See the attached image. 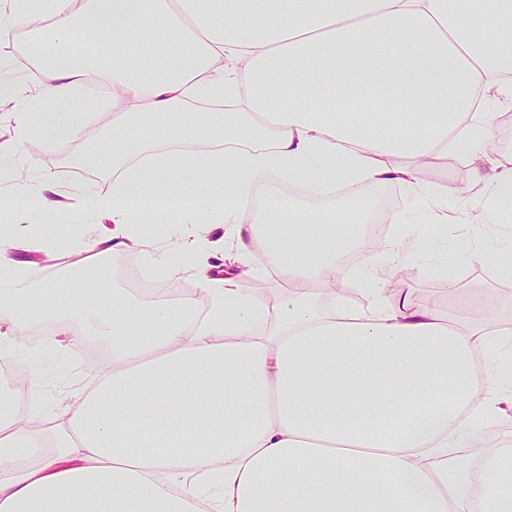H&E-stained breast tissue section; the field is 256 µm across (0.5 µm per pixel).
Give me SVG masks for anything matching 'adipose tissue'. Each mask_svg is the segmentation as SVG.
<instances>
[{"label": "adipose tissue", "instance_id": "1", "mask_svg": "<svg viewBox=\"0 0 512 512\" xmlns=\"http://www.w3.org/2000/svg\"><path fill=\"white\" fill-rule=\"evenodd\" d=\"M38 13L37 88L0 72L17 140L82 139L84 114L61 106L97 54L72 45L112 56L119 117L78 158L111 168L112 191L76 192L84 231L60 247L93 259L101 289L76 308L72 277L35 287L12 252L46 241L2 232L0 326L20 336L51 318L53 342H105L112 357L52 429L38 397L19 414L0 392V512H512V448L473 450L480 425H512V339L385 288L352 303L334 289L347 279L335 237L269 190L346 188L338 212L369 224L365 191L396 183L427 202V223H495L511 166L474 170L484 204L463 214L449 202L465 189L417 163L495 155L487 106L512 94V0H53L44 13L0 0V30ZM188 111L176 150L138 133L141 115ZM254 247L288 283L281 300L241 292ZM133 249L166 277L192 274L206 314L110 287ZM456 448L473 454L452 469Z\"/></svg>", "mask_w": 512, "mask_h": 512}]
</instances>
